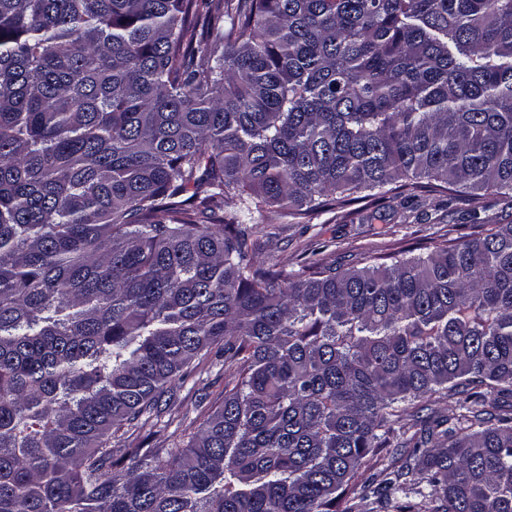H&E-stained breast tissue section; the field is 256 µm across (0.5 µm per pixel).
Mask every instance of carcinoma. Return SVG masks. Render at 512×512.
<instances>
[{"instance_id": "cac0c4a2", "label": "carcinoma", "mask_w": 512, "mask_h": 512, "mask_svg": "<svg viewBox=\"0 0 512 512\" xmlns=\"http://www.w3.org/2000/svg\"><path fill=\"white\" fill-rule=\"evenodd\" d=\"M418 189L512 193V0H0V512H512V223L251 259ZM210 354L184 446L114 447ZM478 196L472 200L469 195L458 196L454 203L453 220L446 224L404 223L403 215H408L400 206L401 198L377 201L367 198L345 211H329L308 219H292L280 216L272 208L255 214L253 225L260 248L254 260L264 264H278L286 269L298 268L313 249L324 245L323 255L334 253L336 264L342 270L360 266L363 254L395 253L415 250L414 254L432 246V239L440 235L448 238L466 236L471 232L470 224L463 220V214L473 206H487V214L505 218V224L512 222V198L510 195ZM511 214V216H510Z\"/></svg>"}]
</instances>
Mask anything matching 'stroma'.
I'll return each mask as SVG.
<instances>
[{"label": "stroma", "mask_w": 512, "mask_h": 512, "mask_svg": "<svg viewBox=\"0 0 512 512\" xmlns=\"http://www.w3.org/2000/svg\"><path fill=\"white\" fill-rule=\"evenodd\" d=\"M486 206L490 214L512 217V199L501 195L459 196L453 218L446 224L404 223L398 200L372 198L345 210H333L312 219H292L274 212L255 215L253 227L260 248L254 259L286 268L298 267L312 250L333 253L342 268L359 265L363 254L401 253L430 246L439 236L463 237L471 228L464 218L473 205ZM228 379L223 361L208 359L186 379L172 383L170 399L158 420L134 430L131 446L173 448L182 445L210 405L218 402Z\"/></svg>", "instance_id": "35a3bbf8"}]
</instances>
